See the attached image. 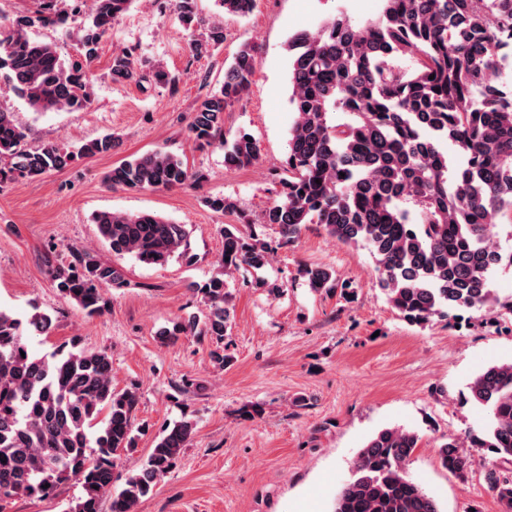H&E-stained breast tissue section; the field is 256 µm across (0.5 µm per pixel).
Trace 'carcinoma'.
<instances>
[{
  "mask_svg": "<svg viewBox=\"0 0 512 512\" xmlns=\"http://www.w3.org/2000/svg\"><path fill=\"white\" fill-rule=\"evenodd\" d=\"M89 24L79 38L75 60L63 58L53 42L34 41L27 28L66 20L58 0H38L35 16L0 30V77L39 113L79 111L91 104L99 39L134 0H91ZM230 15L246 16L255 0H216ZM379 14L357 22L340 12L313 31L288 37L289 102L295 114L288 130V180L263 223L288 242L310 224L342 244L363 242L376 259L381 289L390 306L411 325L468 309L512 315V294L489 288L490 273L512 265L495 241L494 228L512 224V92L501 81V61L512 49V0H381ZM190 31V49L202 57L223 40L196 13V0H175ZM407 59L412 69L398 61ZM258 66L257 49H239L224 73L220 90L203 98L190 131L201 146L224 147V164L245 167L258 159L255 140L244 133L224 140V113L248 94ZM114 82L142 81L132 55L112 57ZM332 112L348 121L334 124ZM25 129L14 113L0 107V184L61 171L78 159L114 147L105 135L70 147L50 142L36 150L23 146ZM452 141L464 164L448 160ZM130 189L176 188L200 175L163 149L142 153L105 176ZM100 241L115 256L132 255L146 265L173 258L190 260V231L154 213L95 214ZM217 270L196 292L205 311L173 329L205 336L210 357L224 366V337L231 315L225 277L258 270L270 262V244L245 240L239 228L223 229ZM56 288L88 316L106 305L104 289L127 286L121 267L102 261L92 249L72 250L66 265L48 264ZM314 292L337 288L328 268L306 270ZM52 317L33 306L19 316L0 308V496L47 499L67 482L82 495L69 512H135L176 466L194 432L182 419L156 438L139 471L113 485L115 455L133 447L135 393L112 384V354L87 349L74 340L38 355L27 338L47 335ZM471 399L488 414L482 435L470 447L486 448L512 463V361L488 366L469 384ZM417 434L400 427L374 434L353 461L351 476L338 493L334 512H440L436 500L408 473ZM441 466L462 477L474 463L502 507L512 512V475L468 454L450 438L439 448Z\"/></svg>",
  "mask_w": 512,
  "mask_h": 512,
  "instance_id": "obj_1",
  "label": "carcinoma"
}]
</instances>
